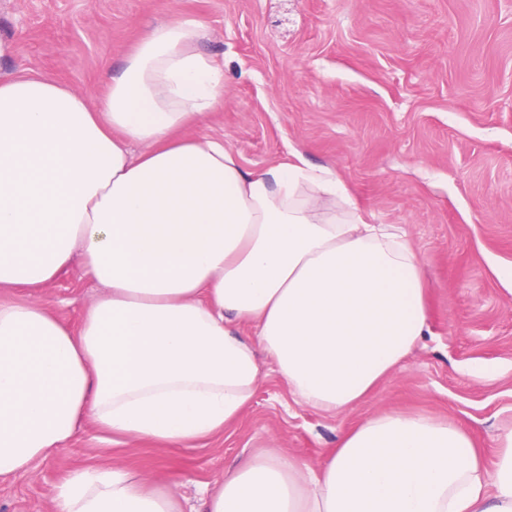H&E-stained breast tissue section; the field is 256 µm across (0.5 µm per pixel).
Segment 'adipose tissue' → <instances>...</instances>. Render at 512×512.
<instances>
[{"instance_id":"adipose-tissue-1","label":"adipose tissue","mask_w":512,"mask_h":512,"mask_svg":"<svg viewBox=\"0 0 512 512\" xmlns=\"http://www.w3.org/2000/svg\"><path fill=\"white\" fill-rule=\"evenodd\" d=\"M201 30L147 31L119 75L103 69L97 105L37 76L0 80V288H39L76 263L103 289L76 330L44 304L0 300V476L88 422L108 444L206 439L270 364L299 403L350 409L425 335L405 231L368 223L330 169L247 171L193 135L224 99ZM500 442L492 476L455 423L385 413L314 467L248 457L206 512H512V430ZM53 503L182 512L171 488L117 465L72 471Z\"/></svg>"}]
</instances>
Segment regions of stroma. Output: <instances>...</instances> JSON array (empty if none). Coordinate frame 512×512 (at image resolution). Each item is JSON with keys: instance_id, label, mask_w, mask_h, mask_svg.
Listing matches in <instances>:
<instances>
[{"instance_id": "obj_1", "label": "stroma", "mask_w": 512, "mask_h": 512, "mask_svg": "<svg viewBox=\"0 0 512 512\" xmlns=\"http://www.w3.org/2000/svg\"><path fill=\"white\" fill-rule=\"evenodd\" d=\"M193 17L224 71V103L194 129L243 168L294 156L328 167L373 224L421 254L429 331L354 408L296 403L276 372L224 432L160 449L103 444L92 425L0 479V512H54L76 468L114 463L205 512V485L243 457L314 462L342 431L388 411L456 422L488 470L512 426V0H0V78L28 68L98 101L147 29ZM99 292L71 267L4 300L41 302L71 326Z\"/></svg>"}]
</instances>
